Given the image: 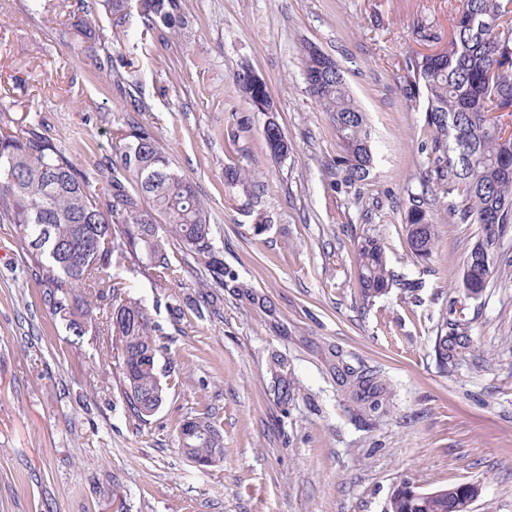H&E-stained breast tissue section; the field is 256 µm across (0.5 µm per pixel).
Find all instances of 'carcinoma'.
I'll use <instances>...</instances> for the list:
<instances>
[{"label":"carcinoma","instance_id":"1","mask_svg":"<svg viewBox=\"0 0 512 512\" xmlns=\"http://www.w3.org/2000/svg\"><path fill=\"white\" fill-rule=\"evenodd\" d=\"M143 8L153 24L172 27L175 0H153ZM128 0L81 2L84 14L75 24L87 39L95 38L87 18L105 13L115 27L128 16ZM331 61L314 47L304 53V72L315 76L310 91L330 113L346 147L341 164L351 183L365 180L374 155L367 117L351 97L341 70L326 77ZM414 94H426L425 144L428 165L443 193L450 197L449 216L456 224H479V245L497 253L512 232V0H462L448 31L446 48L413 55L407 63ZM121 168L82 167L49 135L34 115L0 113V224L13 225L27 255L40 270L44 300L67 318L78 336L105 314L98 332L119 344L115 369L122 395L142 421L146 408L166 398L158 360L164 345L149 314L112 278V267L132 265L154 282L178 281V269L166 249L167 236L180 240L203 267L224 275L212 242L210 213L193 185L164 155L151 130L128 125L115 136ZM407 236H415L413 255L425 260L435 247L436 228L424 211H411ZM356 264L362 295L370 300L390 285L384 251L378 239L357 243ZM464 348L455 329L440 337V362L455 360ZM337 379L358 389L363 411L377 413L389 405L390 389L376 372L359 371L336 355ZM196 423L208 433L188 439L197 455L224 454L220 431L206 416ZM391 512H448L440 499H396Z\"/></svg>","mask_w":512,"mask_h":512}]
</instances>
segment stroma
<instances>
[{
	"instance_id": "1",
	"label": "stroma",
	"mask_w": 512,
	"mask_h": 512,
	"mask_svg": "<svg viewBox=\"0 0 512 512\" xmlns=\"http://www.w3.org/2000/svg\"><path fill=\"white\" fill-rule=\"evenodd\" d=\"M0 0V110L40 117L88 172L119 163L112 143L136 122L211 213L223 279L169 238L177 283L113 268L145 306L177 386L148 421L128 408L111 342L69 331L43 300L36 265L0 224V512H384L401 480L422 491L476 483L473 512H512V267L478 296L459 286L482 229L456 224L428 173L424 100L406 61L442 48L461 0H176L174 28L98 17L85 55L64 0ZM431 39L418 41L417 23ZM344 72L366 113L376 164L349 183L329 113L308 88L305 44ZM266 81L274 114L235 78ZM275 119L288 152L263 136ZM239 169L231 184L227 168ZM437 229L425 260L406 223ZM377 237L394 282L367 301L355 250ZM216 296L203 317L183 299ZM466 323L470 347L442 365L438 336ZM379 371L393 401L364 415L336 358ZM208 415L224 455L199 467L183 420Z\"/></svg>"
}]
</instances>
